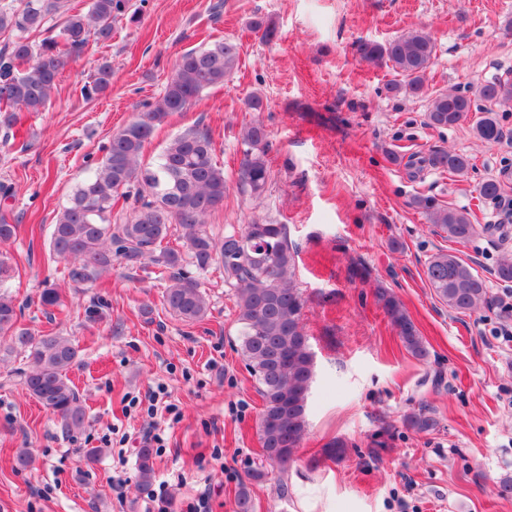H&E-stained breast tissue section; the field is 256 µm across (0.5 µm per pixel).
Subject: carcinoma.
<instances>
[{
	"instance_id": "cac0c4a2",
	"label": "carcinoma",
	"mask_w": 512,
	"mask_h": 512,
	"mask_svg": "<svg viewBox=\"0 0 512 512\" xmlns=\"http://www.w3.org/2000/svg\"><path fill=\"white\" fill-rule=\"evenodd\" d=\"M130 0H89L87 11L71 13L65 0H21L18 8H0V32L11 42L0 49V127L10 130L19 114H37L51 102L59 74L68 59L79 54L90 39H112L113 25L129 17ZM63 16L59 32L40 44L30 34L48 18ZM355 53L361 61L385 65L399 79L390 83L392 95L418 97L426 92V75L436 55V45L423 31H410L385 42L360 39ZM239 45L219 40L201 50L185 52L164 93L144 105L132 121L112 135L105 155L90 178L76 185L59 213L50 236V249L69 262V278L92 284L117 260L129 270L154 265L168 273L163 293L165 306L183 322L202 320L209 298L195 276L213 265L222 267L224 283L235 301L240 352L262 399L258 419L264 460L280 466L293 459L307 428L308 400L314 381V355L301 322L304 300L296 283L297 248L287 226L272 218L258 219L216 239L207 230V218L224 204L229 185L224 168L214 161V141L209 131L191 127L175 136L154 163L143 161L145 145L158 127L177 112L186 111L207 89L221 86L238 69ZM112 81V65L97 66L92 83L81 87L91 98ZM477 96L503 106L512 104V83L495 79L480 85ZM474 111V101L459 91L431 98L425 123L432 129L460 125ZM476 136L488 145L499 142L497 113L486 110L474 125ZM242 158L237 170L241 192L260 197L271 171L268 160L270 132L263 120L253 118L239 131ZM427 163L450 174H465L471 158L451 150H438L409 164ZM134 199L132 213L122 224L112 223V208ZM410 205L424 213L439 235L466 244L478 236L470 213L440 205L418 195ZM177 237L182 247L170 245ZM496 276L512 283V255L505 252ZM430 288L448 308L473 313L489 303L486 281L456 254L440 251L426 265ZM404 347L424 359L427 347L401 302L385 290L377 292ZM0 335L10 338L9 350L32 360L23 373L27 393L49 409L69 430L81 429L86 412L67 373L77 363L78 349L70 339L49 333L34 336L18 325L12 297L0 291ZM412 430L423 433L435 420L420 408L406 418ZM137 485L143 490L155 477L153 451H138ZM237 512H253L249 485L236 493Z\"/></svg>"
}]
</instances>
